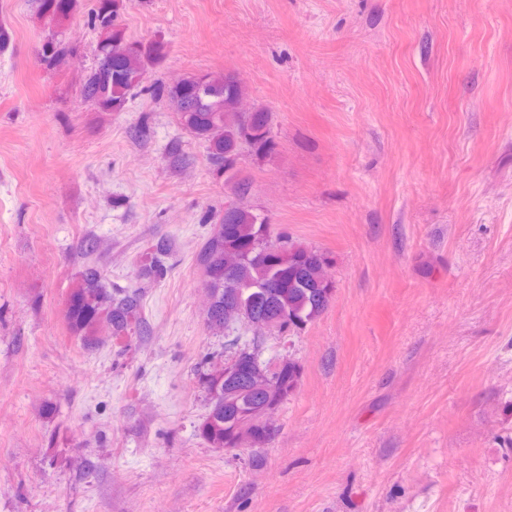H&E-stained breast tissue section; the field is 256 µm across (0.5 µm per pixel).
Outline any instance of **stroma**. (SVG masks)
<instances>
[{
    "instance_id": "obj_1",
    "label": "stroma",
    "mask_w": 512,
    "mask_h": 512,
    "mask_svg": "<svg viewBox=\"0 0 512 512\" xmlns=\"http://www.w3.org/2000/svg\"><path fill=\"white\" fill-rule=\"evenodd\" d=\"M93 3L57 28L0 0V512H512V0H130L126 38L166 46L147 82L231 74L270 112L242 197L169 100H84ZM52 31L73 51L49 71ZM237 200L335 291L267 339L299 387L227 453L195 434L225 352L196 259ZM90 263L145 315L93 348L64 320ZM171 252L170 243L167 240H158L148 253V263L144 265V275L150 279H161L167 272V260Z\"/></svg>"
}]
</instances>
